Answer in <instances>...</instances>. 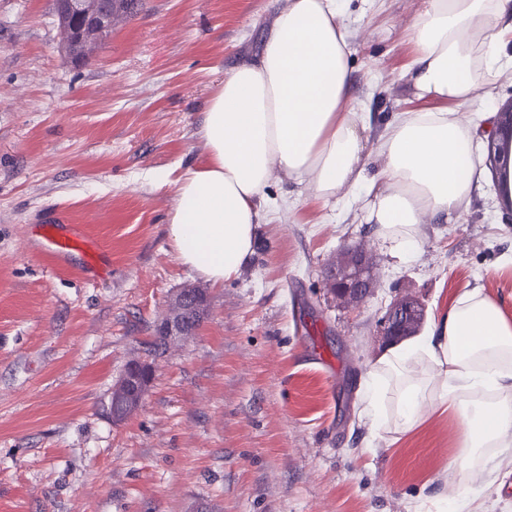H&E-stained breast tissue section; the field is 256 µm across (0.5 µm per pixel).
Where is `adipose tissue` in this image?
Instances as JSON below:
<instances>
[{
    "label": "adipose tissue",
    "instance_id": "1",
    "mask_svg": "<svg viewBox=\"0 0 512 512\" xmlns=\"http://www.w3.org/2000/svg\"><path fill=\"white\" fill-rule=\"evenodd\" d=\"M512 0H422L406 36L423 108L395 116L375 151L352 107L351 49L340 0H283L260 55L224 77L203 114L204 158L176 179L168 235L179 262L215 286L254 253L273 167L328 201L358 192L379 236L409 255L423 217L451 222L474 189L475 138L458 106L490 101L512 69ZM380 170L369 175L371 159ZM377 429L404 435L454 412L460 484L474 462L512 475V315L474 288L422 334L387 345L365 381Z\"/></svg>",
    "mask_w": 512,
    "mask_h": 512
}]
</instances>
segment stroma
<instances>
[{"label":"stroma","instance_id":"stroma-1","mask_svg":"<svg viewBox=\"0 0 512 512\" xmlns=\"http://www.w3.org/2000/svg\"><path fill=\"white\" fill-rule=\"evenodd\" d=\"M277 5L139 0L75 66L54 0H0V512H413L427 497L444 512L463 498L512 512V476L454 480L455 417L396 441L360 396L398 299L430 319L479 287L512 313V211L483 146L470 203L426 225L407 259L360 203L273 175L242 276L209 287L205 322L156 358L139 411L110 416L113 383L172 296L199 282L168 236L174 180L204 156L210 96L259 53ZM418 8L343 4L368 147L422 105L405 78ZM42 224L84 226L98 271L47 252ZM359 244L377 286L346 305L322 271Z\"/></svg>","mask_w":512,"mask_h":512}]
</instances>
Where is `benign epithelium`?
Returning a JSON list of instances; mask_svg holds the SVG:
<instances>
[{"label": "benign epithelium", "instance_id": "obj_1", "mask_svg": "<svg viewBox=\"0 0 512 512\" xmlns=\"http://www.w3.org/2000/svg\"><path fill=\"white\" fill-rule=\"evenodd\" d=\"M123 8L120 0H55V12L63 35L65 58L72 64L78 56L109 38L116 13ZM512 146V100L498 113L494 130L488 133V159L496 175L512 167V151H503V145ZM327 285L336 284L340 290L352 292L363 301L376 287L374 278L363 274L348 276V269L330 267L324 274ZM208 295L201 288H182L176 294L168 313L155 325L154 339L160 351H166L177 339L193 335L207 317ZM423 313L415 300L401 299L394 303L383 317L384 335L396 339L402 335L403 325ZM153 365L146 360L131 361L122 377L112 386L110 414L112 421L121 422L141 405L153 376Z\"/></svg>", "mask_w": 512, "mask_h": 512}]
</instances>
